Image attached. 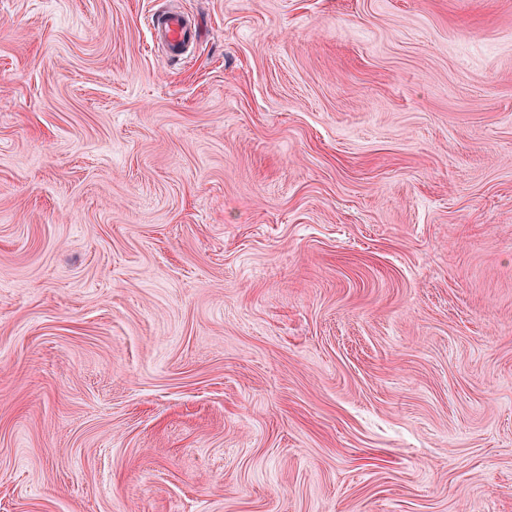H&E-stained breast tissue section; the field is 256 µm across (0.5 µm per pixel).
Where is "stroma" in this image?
Returning <instances> with one entry per match:
<instances>
[{
    "label": "stroma",
    "mask_w": 512,
    "mask_h": 512,
    "mask_svg": "<svg viewBox=\"0 0 512 512\" xmlns=\"http://www.w3.org/2000/svg\"><path fill=\"white\" fill-rule=\"evenodd\" d=\"M0 0V512H512V0ZM150 27L158 49L168 58L187 59L199 37L195 18L169 7L162 6L151 14Z\"/></svg>",
    "instance_id": "obj_1"
}]
</instances>
